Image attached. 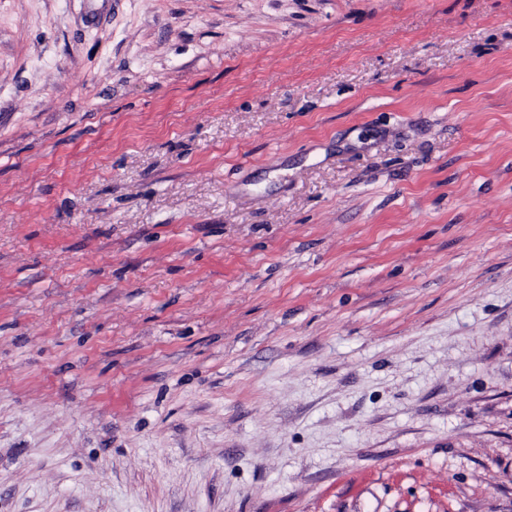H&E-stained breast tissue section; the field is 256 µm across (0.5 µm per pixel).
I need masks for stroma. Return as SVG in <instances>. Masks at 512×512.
Returning <instances> with one entry per match:
<instances>
[{"instance_id":"obj_1","label":"stroma","mask_w":512,"mask_h":512,"mask_svg":"<svg viewBox=\"0 0 512 512\" xmlns=\"http://www.w3.org/2000/svg\"><path fill=\"white\" fill-rule=\"evenodd\" d=\"M0 512H512V0H0Z\"/></svg>"}]
</instances>
